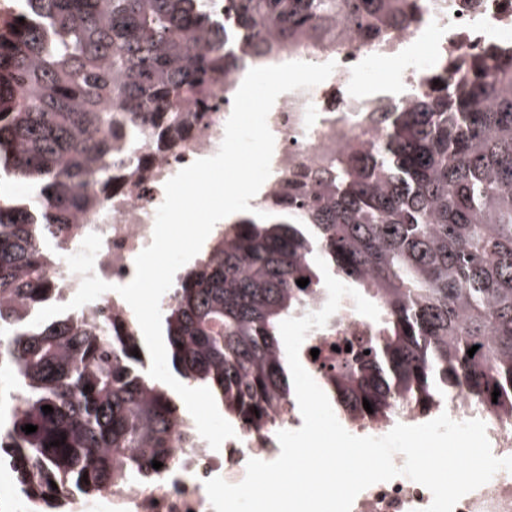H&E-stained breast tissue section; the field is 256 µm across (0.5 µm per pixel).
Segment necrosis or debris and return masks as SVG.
Masks as SVG:
<instances>
[{
	"instance_id": "1",
	"label": "necrosis or debris",
	"mask_w": 512,
	"mask_h": 512,
	"mask_svg": "<svg viewBox=\"0 0 512 512\" xmlns=\"http://www.w3.org/2000/svg\"><path fill=\"white\" fill-rule=\"evenodd\" d=\"M512 45V0H420L415 21L405 29L391 30L384 46L364 44L359 34L325 47L305 42L283 49L279 60L310 63L335 62L331 76L308 89L280 95L267 119L275 140L271 174L250 206L256 207L292 180L298 170L335 164L350 144L379 145L387 136L383 122L371 121L355 109L368 100L362 85L388 57L400 58L401 67L381 93L389 111L412 107L433 75L462 71L466 66L494 56ZM239 62L206 93L210 104L198 122L169 150L156 149L150 132H140L131 142L120 143L124 165L113 168L108 189L89 179L85 190L99 196L95 211L61 234L45 239L51 254L49 273L59 290V303L75 296L81 278L72 273L66 256L77 252L83 239L99 234L102 246L94 272L111 291L72 314L94 325L101 335L112 332L141 338L142 332L129 304L117 286L129 283L136 256L152 242L156 210L165 197L164 185L192 162L214 155L223 140L233 98L248 70L257 62L248 48L239 47ZM376 329L354 305L344 302L324 327L311 329L300 349L303 367L328 398H335L328 380L336 372L339 349L367 343ZM175 426L170 461L159 474L133 477L100 486L91 495L69 488L58 496L59 512H215L205 482L220 477L241 482L249 460H275L280 453L276 435L300 426L298 404L273 408L267 428L256 431L235 425V435L213 450L200 436L186 437L185 426L194 420L181 398H174ZM431 492L400 476L374 484L355 498L351 512H424ZM46 505L28 494L7 460H0V512H45ZM454 512H512V473L497 472L480 488L463 496Z\"/></svg>"
}]
</instances>
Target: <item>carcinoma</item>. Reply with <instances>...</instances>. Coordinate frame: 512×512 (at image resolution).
<instances>
[{
  "label": "carcinoma",
  "instance_id": "obj_1",
  "mask_svg": "<svg viewBox=\"0 0 512 512\" xmlns=\"http://www.w3.org/2000/svg\"><path fill=\"white\" fill-rule=\"evenodd\" d=\"M416 4L224 0L225 24L215 0H21L0 16V177L35 189L0 203V361L16 365L22 388L0 416V457L21 483L49 500L169 460L175 407L132 355L141 345L77 318L32 327L28 314L56 292L38 225L94 209L84 186L95 174L108 187L114 128L149 126L174 143L236 64L244 33L267 60L303 40L333 42L340 25L382 44ZM434 79L407 111L385 113L383 97L365 104L391 117L380 146H348L270 198L269 218L224 225L173 288L172 366L245 426L263 428L291 393L279 324L322 293L317 256L380 313L377 338L336 366L351 411L375 418L390 400L457 388L476 408L496 389L497 404L512 403V57L474 64L453 85ZM191 100L195 110L175 108Z\"/></svg>",
  "mask_w": 512,
  "mask_h": 512
}]
</instances>
